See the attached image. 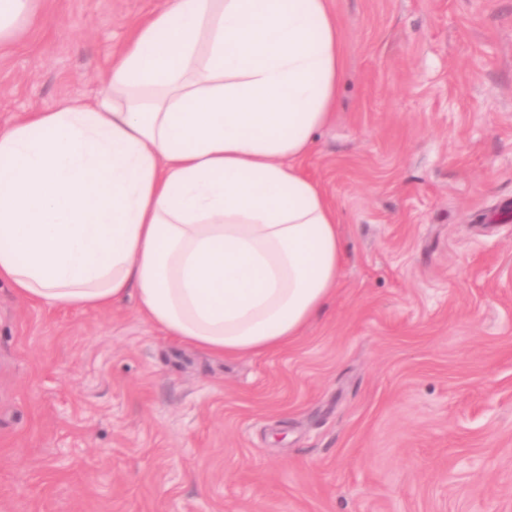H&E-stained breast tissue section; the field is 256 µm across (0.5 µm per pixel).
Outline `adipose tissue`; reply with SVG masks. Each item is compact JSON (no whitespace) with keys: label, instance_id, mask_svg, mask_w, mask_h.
Returning a JSON list of instances; mask_svg holds the SVG:
<instances>
[{"label":"adipose tissue","instance_id":"adipose-tissue-1","mask_svg":"<svg viewBox=\"0 0 512 512\" xmlns=\"http://www.w3.org/2000/svg\"><path fill=\"white\" fill-rule=\"evenodd\" d=\"M343 77L328 0H167L107 95L0 129V280L55 307L136 294L217 358L286 349L347 258L297 168Z\"/></svg>","mask_w":512,"mask_h":512}]
</instances>
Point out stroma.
I'll list each match as a JSON object with an SVG mask.
<instances>
[{
  "label": "stroma",
  "instance_id": "obj_1",
  "mask_svg": "<svg viewBox=\"0 0 512 512\" xmlns=\"http://www.w3.org/2000/svg\"><path fill=\"white\" fill-rule=\"evenodd\" d=\"M165 0H36L0 127L100 96ZM345 75L299 162L348 259L287 349L222 359L135 297L0 282V512H512V0H331Z\"/></svg>",
  "mask_w": 512,
  "mask_h": 512
}]
</instances>
